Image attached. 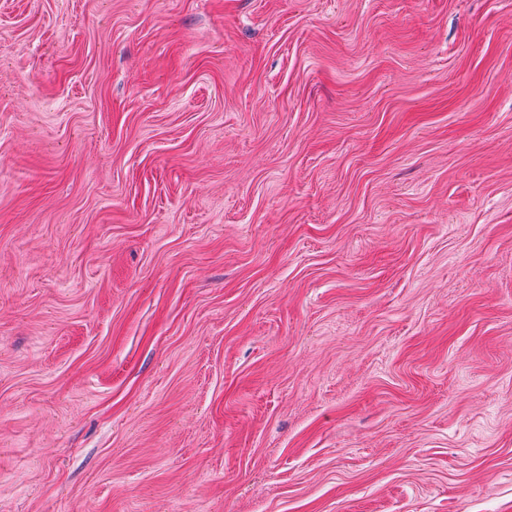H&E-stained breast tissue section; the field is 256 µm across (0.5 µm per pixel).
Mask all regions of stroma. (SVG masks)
I'll return each instance as SVG.
<instances>
[{
  "mask_svg": "<svg viewBox=\"0 0 512 512\" xmlns=\"http://www.w3.org/2000/svg\"><path fill=\"white\" fill-rule=\"evenodd\" d=\"M0 512H512V0H0Z\"/></svg>",
  "mask_w": 512,
  "mask_h": 512,
  "instance_id": "35a3bbf8",
  "label": "stroma"
}]
</instances>
